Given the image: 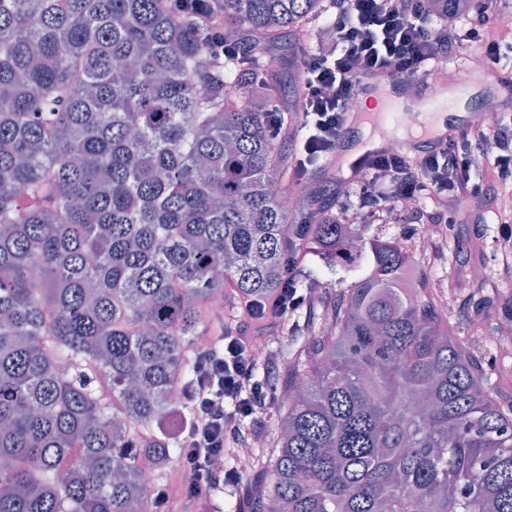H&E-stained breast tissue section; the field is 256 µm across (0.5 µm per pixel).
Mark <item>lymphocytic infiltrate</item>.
Segmentation results:
<instances>
[{"mask_svg":"<svg viewBox=\"0 0 512 512\" xmlns=\"http://www.w3.org/2000/svg\"><path fill=\"white\" fill-rule=\"evenodd\" d=\"M217 0H164L173 17L191 18L205 30L214 56L230 60L246 56L245 43L224 38V13ZM334 44L325 51L310 49L303 57L305 81L298 117L303 135L295 142L292 165L305 177L319 161L340 147L350 103L357 98L361 77L383 71L392 77L427 79L439 75L464 46L477 45L480 56L512 71V35L499 21L506 0H471L468 12L451 23L439 21L427 0H328ZM512 128L498 117L470 125L440 148L413 156L399 150L368 159L358 178L365 203L397 212L407 224H444L449 210L485 197L512 196ZM304 237L292 238L285 259L282 288L263 299L242 303V319L253 324L312 312L315 290L296 287L303 261ZM256 337L240 328L226 329L207 349L193 350L194 379L182 389V408L189 419L178 443L186 476L178 490L157 487L154 506L165 512L171 496L195 504L209 490L228 488L251 496L247 476L237 463L238 451L262 429L261 416L278 394L279 363L260 356ZM265 379H257L256 363ZM224 456V469L213 461Z\"/></svg>","mask_w":512,"mask_h":512,"instance_id":"lymphocytic-infiltrate-1","label":"lymphocytic infiltrate"}]
</instances>
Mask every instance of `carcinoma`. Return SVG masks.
I'll return each mask as SVG.
<instances>
[{"mask_svg":"<svg viewBox=\"0 0 512 512\" xmlns=\"http://www.w3.org/2000/svg\"><path fill=\"white\" fill-rule=\"evenodd\" d=\"M243 63L159 0H0V512H152L144 458L193 380L201 306L273 293L308 183L269 111L297 112L308 23L324 0H222ZM292 37L288 105L256 83ZM323 269L366 271L295 330V382L270 438L268 512H512V400L439 316L411 255L327 210Z\"/></svg>","mask_w":512,"mask_h":512,"instance_id":"1","label":"carcinoma"}]
</instances>
